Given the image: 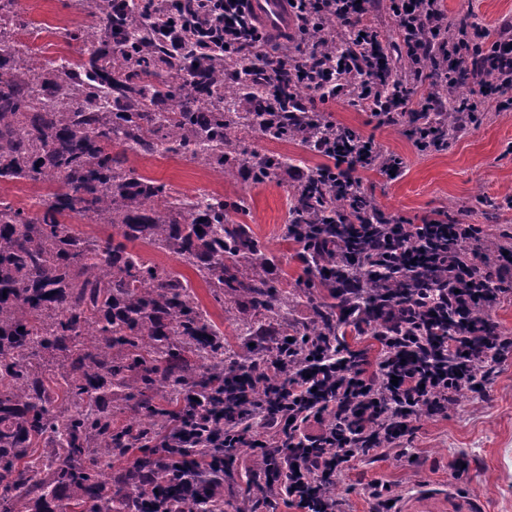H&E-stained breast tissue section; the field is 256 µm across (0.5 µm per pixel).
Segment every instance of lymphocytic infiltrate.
Returning a JSON list of instances; mask_svg holds the SVG:
<instances>
[{
    "label": "lymphocytic infiltrate",
    "mask_w": 512,
    "mask_h": 512,
    "mask_svg": "<svg viewBox=\"0 0 512 512\" xmlns=\"http://www.w3.org/2000/svg\"><path fill=\"white\" fill-rule=\"evenodd\" d=\"M157 2L160 13L152 24L161 50L171 57L188 37L201 56L231 50L252 57L248 77L263 83L280 75L283 57L297 46L303 54L299 67L316 89L308 100L289 102L291 112L318 111L338 91L370 85L377 96L364 101L365 111L379 124H393L407 115L420 84L453 85L462 60L486 85L512 90V27L490 38L470 14L449 19L442 0H393L392 38L369 20L377 0H286L295 31L281 39L259 27L247 0ZM328 18L334 22L333 39H360L336 90L318 87L325 64L321 51L308 42L316 22ZM391 39L411 59L406 72L394 71L389 63L384 45ZM315 149L335 155V180L352 188L360 184L359 170L376 167L386 175L403 169L400 158L363 135L319 141ZM480 233L477 225H452L440 217L412 224L390 216L369 225V252L397 261L415 256L412 273L426 283L395 302L388 283L378 282V361L330 343L309 352L275 338L277 354L250 362L247 379H236L226 389L235 411L225 415L224 435L209 439L211 447L222 449L229 462L235 449H260L267 495L284 499L297 512H340L331 488L345 464L401 447L413 436L420 414L442 412L459 395L476 391L492 366L512 353L511 336L482 333L484 319L512 293V270L484 258ZM273 374L278 382L256 394V383ZM257 423L271 431V440L256 438Z\"/></svg>",
    "instance_id": "1"
}]
</instances>
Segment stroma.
I'll return each instance as SVG.
<instances>
[{
	"label": "stroma",
	"instance_id": "1",
	"mask_svg": "<svg viewBox=\"0 0 512 512\" xmlns=\"http://www.w3.org/2000/svg\"><path fill=\"white\" fill-rule=\"evenodd\" d=\"M449 18L472 11L490 30L512 25V0H444ZM18 14L39 25L42 36L33 47L39 57L52 59L70 53L63 32H77L88 18L74 0H18ZM493 94L488 111L477 122L466 123L457 141L447 149L418 153L407 124L377 125L375 119L349 97L326 103L337 123L373 136L376 143L404 163L401 176L388 180L377 171L362 170L361 188L380 211L420 223L437 214L464 224H476L486 238L512 232V105L503 106ZM129 165L142 174L186 193L200 189L223 194L225 200L247 197L250 209L239 215L259 242L276 256L273 279L295 280L302 265L292 244L283 242L281 228L287 220V198L293 185L287 170L271 182L255 186L247 180H227L213 169L185 155L130 156ZM197 295L211 317L224 326V345L238 359L254 357L250 339L242 333L244 321L253 318L248 305L231 315L215 303L203 282ZM411 449L388 448L342 469L332 493L343 512H374L372 483H380L385 497L406 502L422 490L445 493L438 512H512V355L495 366L485 395L466 393L445 414L420 417ZM256 449H239L234 463L224 467V512L247 495L249 481L259 475ZM463 459L467 471L462 481L449 482L448 466Z\"/></svg>",
	"mask_w": 512,
	"mask_h": 512
}]
</instances>
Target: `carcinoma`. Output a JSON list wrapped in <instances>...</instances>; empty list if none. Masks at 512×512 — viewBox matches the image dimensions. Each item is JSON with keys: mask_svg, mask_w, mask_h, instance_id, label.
<instances>
[{"mask_svg": "<svg viewBox=\"0 0 512 512\" xmlns=\"http://www.w3.org/2000/svg\"><path fill=\"white\" fill-rule=\"evenodd\" d=\"M14 0H0V183L57 182L60 190L37 216L0 202V512H147L188 453L163 448L193 392L216 421L224 419V384L241 366L226 353L224 332L202 307L187 277L146 260L140 241L176 257L229 313L240 301L267 319L285 320L304 288L336 291V278H365L363 245L350 233L336 252L350 262L290 288L272 283L273 256L234 221L237 206L201 192L192 205L172 188L126 166L127 153H182L254 185L285 164L241 148L238 135L257 130L310 152L281 113L269 120L264 83L225 82L224 71L249 62L218 54L180 64L151 51L152 0H80L96 21L80 30L85 58L44 62L14 37ZM209 74L201 85L196 67ZM257 102L242 111L245 100ZM461 112L444 116V143ZM323 164L289 193L286 237L300 247L306 273L321 265L308 242L319 224L347 211L379 218L375 201L342 187L329 190ZM65 216L110 226L117 236L91 238ZM352 325L336 304L317 306L313 323L285 335L333 336L345 344ZM44 449L35 454L34 445ZM136 451L130 465L118 460Z\"/></svg>", "mask_w": 512, "mask_h": 512, "instance_id": "1", "label": "carcinoma"}]
</instances>
